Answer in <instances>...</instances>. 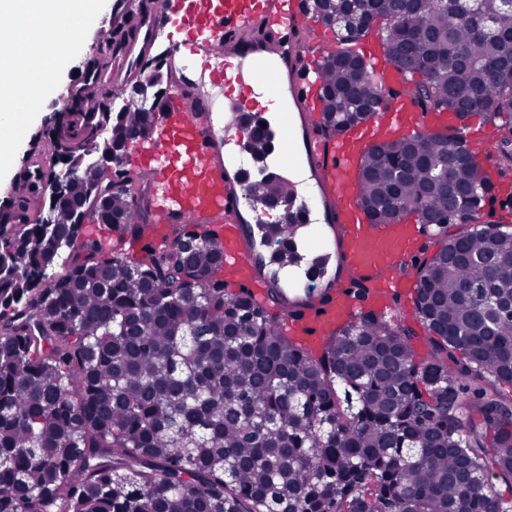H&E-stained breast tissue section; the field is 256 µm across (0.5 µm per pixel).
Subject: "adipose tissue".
<instances>
[{"mask_svg": "<svg viewBox=\"0 0 512 512\" xmlns=\"http://www.w3.org/2000/svg\"><path fill=\"white\" fill-rule=\"evenodd\" d=\"M97 0H0V166L11 164L29 111L54 98L61 64L77 47L81 32L73 19L96 17Z\"/></svg>", "mask_w": 512, "mask_h": 512, "instance_id": "obj_1", "label": "adipose tissue"}]
</instances>
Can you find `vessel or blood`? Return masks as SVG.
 I'll return each instance as SVG.
<instances>
[{
  "label": "vessel or blood",
  "mask_w": 512,
  "mask_h": 512,
  "mask_svg": "<svg viewBox=\"0 0 512 512\" xmlns=\"http://www.w3.org/2000/svg\"><path fill=\"white\" fill-rule=\"evenodd\" d=\"M134 16L136 36L123 42L118 62L109 70L85 67L82 79L92 92L149 76L154 60L148 52L163 22H175L165 104L154 129L126 159L152 187L157 223L223 216L218 238L226 282L262 307L277 296L280 324L315 351L339 326L405 292L409 281L394 271L418 258L422 226L400 222L384 232L367 224L355 172L363 151L383 138L388 125L410 133L411 96L389 99L385 117L337 136L326 158L321 80L302 53L300 0H159L157 9ZM230 57L249 64V80L215 112L188 72L223 85ZM257 88L284 102L276 121L251 106ZM297 167L308 184L304 196L286 176ZM263 180L281 186L287 202L272 223L265 195L250 191ZM362 279L368 282L363 292L356 286Z\"/></svg>",
  "instance_id": "vessel-or-blood-1"
}]
</instances>
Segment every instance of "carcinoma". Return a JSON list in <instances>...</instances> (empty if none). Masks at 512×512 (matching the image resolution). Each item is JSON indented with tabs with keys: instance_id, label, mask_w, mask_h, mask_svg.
<instances>
[{
	"instance_id": "obj_1",
	"label": "carcinoma",
	"mask_w": 512,
	"mask_h": 512,
	"mask_svg": "<svg viewBox=\"0 0 512 512\" xmlns=\"http://www.w3.org/2000/svg\"><path fill=\"white\" fill-rule=\"evenodd\" d=\"M350 20L314 65L325 128L380 112L350 45L381 23L383 57L421 112L461 127L370 147L369 224L418 217L438 250L417 269L424 336L368 312L315 356L224 291L210 224H154L141 175L90 158L112 138L72 113L52 133L46 222L0 212V512H512V225L480 222L495 190L464 135L512 132V10L501 0H313ZM487 21L473 28L470 14ZM122 142L155 125L123 99ZM509 140L496 165L512 170ZM85 157L74 171L58 159ZM453 171V183L437 174ZM117 233L103 239L78 217ZM451 226L455 231H448ZM80 244L83 258L72 257ZM429 345L416 357L414 343Z\"/></svg>"
}]
</instances>
